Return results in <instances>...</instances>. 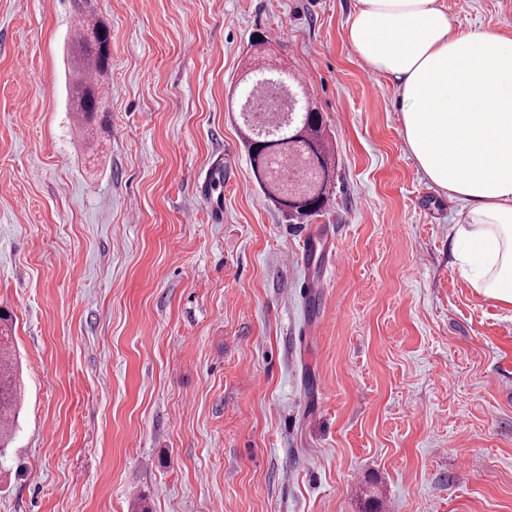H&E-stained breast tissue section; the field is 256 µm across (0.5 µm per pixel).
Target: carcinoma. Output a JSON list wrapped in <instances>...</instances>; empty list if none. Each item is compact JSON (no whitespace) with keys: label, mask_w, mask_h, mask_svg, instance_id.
<instances>
[{"label":"carcinoma","mask_w":512,"mask_h":512,"mask_svg":"<svg viewBox=\"0 0 512 512\" xmlns=\"http://www.w3.org/2000/svg\"><path fill=\"white\" fill-rule=\"evenodd\" d=\"M288 111L264 112L259 122L245 111L246 101L260 102L270 83L257 77L244 90L239 116L248 133L253 178L279 209L300 223L322 212L333 192L335 164L323 136L322 117L310 107L301 81L284 73ZM109 93L108 57L79 34L72 64L73 112L82 125L91 121ZM19 397L9 335L0 336V453L8 448L17 424Z\"/></svg>","instance_id":"1"}]
</instances>
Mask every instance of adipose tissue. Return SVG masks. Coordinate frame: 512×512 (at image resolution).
<instances>
[{
	"instance_id": "ef3b65f1",
	"label": "adipose tissue",
	"mask_w": 512,
	"mask_h": 512,
	"mask_svg": "<svg viewBox=\"0 0 512 512\" xmlns=\"http://www.w3.org/2000/svg\"><path fill=\"white\" fill-rule=\"evenodd\" d=\"M347 41L397 87L419 168L463 205L454 254L471 287L512 305V38L458 30L441 0H358Z\"/></svg>"
}]
</instances>
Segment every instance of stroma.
I'll use <instances>...</instances> for the list:
<instances>
[{
  "instance_id": "obj_1",
  "label": "stroma",
  "mask_w": 512,
  "mask_h": 512,
  "mask_svg": "<svg viewBox=\"0 0 512 512\" xmlns=\"http://www.w3.org/2000/svg\"><path fill=\"white\" fill-rule=\"evenodd\" d=\"M88 2L112 92L83 129L74 0H0L22 388L0 512H512V306L460 271L466 212L350 48L356 0ZM442 3L512 37V0ZM269 68L304 73L334 146L302 224L254 182L238 121ZM318 225L344 262H287Z\"/></svg>"
}]
</instances>
